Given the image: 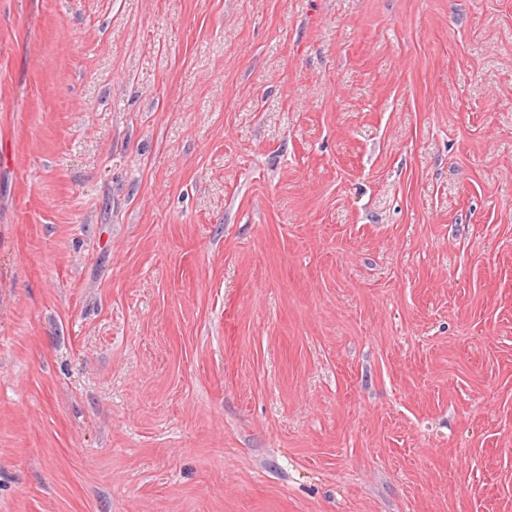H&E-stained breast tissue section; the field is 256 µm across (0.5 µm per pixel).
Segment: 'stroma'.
Returning <instances> with one entry per match:
<instances>
[{
  "mask_svg": "<svg viewBox=\"0 0 512 512\" xmlns=\"http://www.w3.org/2000/svg\"><path fill=\"white\" fill-rule=\"evenodd\" d=\"M0 512H512V0H0Z\"/></svg>",
  "mask_w": 512,
  "mask_h": 512,
  "instance_id": "stroma-1",
  "label": "stroma"
}]
</instances>
